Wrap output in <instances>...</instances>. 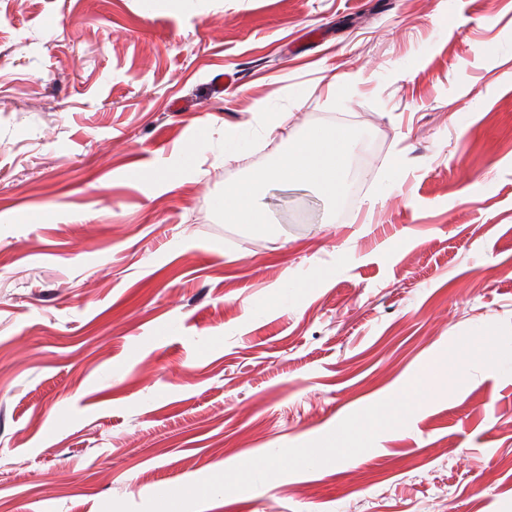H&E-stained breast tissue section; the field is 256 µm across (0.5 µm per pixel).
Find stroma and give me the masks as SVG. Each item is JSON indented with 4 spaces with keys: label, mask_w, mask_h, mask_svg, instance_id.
<instances>
[{
    "label": "stroma",
    "mask_w": 512,
    "mask_h": 512,
    "mask_svg": "<svg viewBox=\"0 0 512 512\" xmlns=\"http://www.w3.org/2000/svg\"><path fill=\"white\" fill-rule=\"evenodd\" d=\"M317 127L368 157L345 196L274 183L277 237L225 223ZM477 324L512 346V0H0V512H512ZM448 354L398 429L293 464ZM253 114L267 135L287 131L288 123L293 116L291 112L272 109L265 103H257Z\"/></svg>",
    "instance_id": "obj_1"
}]
</instances>
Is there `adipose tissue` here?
<instances>
[{"instance_id":"ef3b65f1","label":"adipose tissue","mask_w":512,"mask_h":512,"mask_svg":"<svg viewBox=\"0 0 512 512\" xmlns=\"http://www.w3.org/2000/svg\"><path fill=\"white\" fill-rule=\"evenodd\" d=\"M355 134L344 127L312 129L291 140L282 150L274 167L253 170L249 179L225 185L219 211L225 223L267 228L270 218L259 202L258 189L272 182L305 183L318 188L329 199L342 197L349 170ZM440 368L423 367L397 395L367 409L357 420L337 424L325 447L300 448L297 464L319 469L331 460L350 453L352 442L384 426H400L408 408L432 394V381Z\"/></svg>"}]
</instances>
